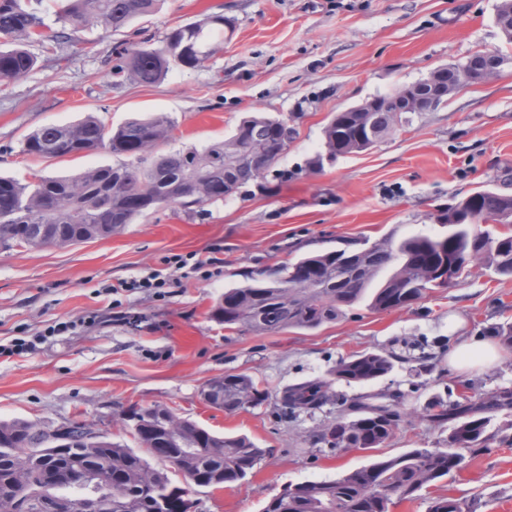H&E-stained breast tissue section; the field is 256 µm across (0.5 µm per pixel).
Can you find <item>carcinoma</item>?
Returning a JSON list of instances; mask_svg holds the SVG:
<instances>
[{"label": "carcinoma", "mask_w": 512, "mask_h": 512, "mask_svg": "<svg viewBox=\"0 0 512 512\" xmlns=\"http://www.w3.org/2000/svg\"><path fill=\"white\" fill-rule=\"evenodd\" d=\"M161 0H57L62 24L55 41L69 39V32L99 26L117 32L132 20L154 13ZM224 16L188 23L166 34L157 48H135L116 66L138 83L154 84L170 69H196L214 53L210 33L226 26ZM41 17L22 0H0V83L26 76L36 63L27 46L43 40ZM409 87L378 96L373 112L372 135L361 128L363 115L339 112L325 130L327 156L361 152L389 134L411 113L403 111ZM174 122L166 115L134 117L112 128L89 114L65 125H47L29 133L23 152L43 159L107 149L128 162L112 168H90L74 178H41L20 184L0 177V247L41 248L109 238L140 216L178 204L185 209L229 197L242 187L261 180L279 160L292 139L286 118L249 115L234 133L198 150L157 155L156 149L171 138ZM512 218V197L491 190L478 191L448 208L443 223L446 235L416 234L396 242L390 237L370 244L352 241L340 249L308 253L278 268H257L245 281L224 289L211 316L224 327L240 332L278 333L288 329L312 330L336 321L347 310L370 296L369 307L378 312L407 308L435 288H445L465 267L476 262L502 276H512V233L476 231L475 224L506 223ZM512 348V322L485 331ZM440 356H417L392 351H366L340 358L327 378L308 379L277 391V406L284 418L303 412L313 415L329 402L351 403L344 412L313 436L311 444H336L345 448H379L391 440L402 423L400 404L406 393L398 390L388 402L378 395L359 394L336 398L333 386L368 384L390 374L396 364L415 363L414 371H432ZM224 391V412L268 401L264 382L246 374L217 378ZM425 416L448 431L446 448H414L395 457L354 469L333 481H308L288 485L274 496L263 512H392L404 501L414 500L438 480L461 470L466 455L486 451L498 440L490 431L503 412H512V391L448 402L432 396ZM173 440L166 441L148 422L132 432L142 452L125 444L107 442L109 452L97 455L77 447L83 423L65 424L75 448L74 467L112 471V486L123 495L124 512H150L154 487L172 485L163 469L153 468L152 457L189 472L202 487H231L255 468L265 450L246 436L219 435L196 422L166 412ZM46 436L39 424L24 419L0 420V495L19 494L13 477L27 466L25 449L43 448ZM428 512H473L472 507L445 495L431 499Z\"/></svg>", "instance_id": "carcinoma-1"}]
</instances>
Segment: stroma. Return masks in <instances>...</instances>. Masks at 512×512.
<instances>
[{"mask_svg": "<svg viewBox=\"0 0 512 512\" xmlns=\"http://www.w3.org/2000/svg\"><path fill=\"white\" fill-rule=\"evenodd\" d=\"M499 0H163L160 9L118 32L78 31L53 49L29 46L37 63L0 85V176L29 183L119 165L100 149L42 159L24 154L30 132L94 113L112 126L154 112L175 123L161 153L203 148L231 135L250 112L289 117L294 134L260 185L231 198L166 207L107 239L67 246L0 250V420L57 427L77 420L127 445L130 405L158 404L219 434L250 437L265 454L231 488H196V512H263L290 484L334 480L380 457L440 448L445 432L424 412L433 394L456 400L462 386L487 394L512 388V350L496 363L433 373L397 365L367 385H335L337 395L405 391L404 421L383 447L312 446L340 413L281 419L275 400L233 414L200 397L211 379L251 375L270 391L326 376L339 358L392 350L425 339L480 336L512 322V277L469 265L450 286L411 307L376 312L358 305L314 330L240 333L209 311L240 274L355 239L446 234L440 211L475 191L512 196V70L461 87L443 106L397 125L370 150L325 158L324 130L336 112L424 79L479 51L512 55L495 21ZM221 14L217 49L202 67L171 69L144 85L110 77L124 50L161 46L175 27ZM218 258L208 274L174 279L168 257ZM163 288L119 297L106 287L152 274ZM68 330L49 334L50 326ZM447 495L475 512H512V446L491 444L464 468L393 512H427Z\"/></svg>", "mask_w": 512, "mask_h": 512, "instance_id": "obj_1", "label": "stroma"}]
</instances>
